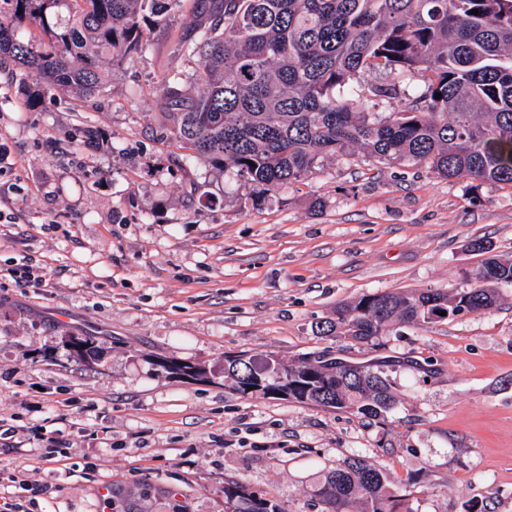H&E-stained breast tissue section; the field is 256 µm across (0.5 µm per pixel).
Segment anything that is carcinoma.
<instances>
[{
    "mask_svg": "<svg viewBox=\"0 0 512 512\" xmlns=\"http://www.w3.org/2000/svg\"><path fill=\"white\" fill-rule=\"evenodd\" d=\"M205 24L192 27L177 52L197 66L202 89L183 73L161 82L184 148L235 170L267 194L297 182L317 156L359 148L374 161L425 164L440 178L512 187V0H195ZM181 0H0V57L14 63L29 107L55 87L87 102L103 91L101 65L142 52L151 30ZM478 10L474 15L471 10ZM37 26L39 41L22 36ZM423 84L409 105L379 118L350 98L367 71L394 77L372 85L375 97L400 95L410 71ZM442 97L435 98L436 94ZM482 256L471 287L451 292L368 295L323 321L325 336L362 345L398 323H428L492 310L512 287V258L471 243ZM236 390L351 410L383 422L395 405L384 368L314 352L305 365L258 370L241 354L227 360ZM322 512H414L407 494L360 457L330 470L316 490ZM224 512H283L280 505L224 481Z\"/></svg>",
    "mask_w": 512,
    "mask_h": 512,
    "instance_id": "cac0c4a2",
    "label": "carcinoma"
}]
</instances>
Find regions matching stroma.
Wrapping results in <instances>:
<instances>
[{
	"mask_svg": "<svg viewBox=\"0 0 512 512\" xmlns=\"http://www.w3.org/2000/svg\"><path fill=\"white\" fill-rule=\"evenodd\" d=\"M199 22L182 0L146 51L104 65L89 103L59 89L29 107L0 72V504L19 472L39 490L25 512H224L228 479L321 512L325 474L360 456L415 512H512V288L374 348L316 328L366 295L469 287L474 240L512 257V188L359 149L262 197L232 169L181 165L160 84L182 70L200 90L173 51ZM68 334L95 337L101 361L69 355ZM325 350L395 359L394 415L243 396L224 372L231 355L263 368ZM161 359L206 375L171 377Z\"/></svg>",
	"mask_w": 512,
	"mask_h": 512,
	"instance_id": "obj_1",
	"label": "stroma"
}]
</instances>
